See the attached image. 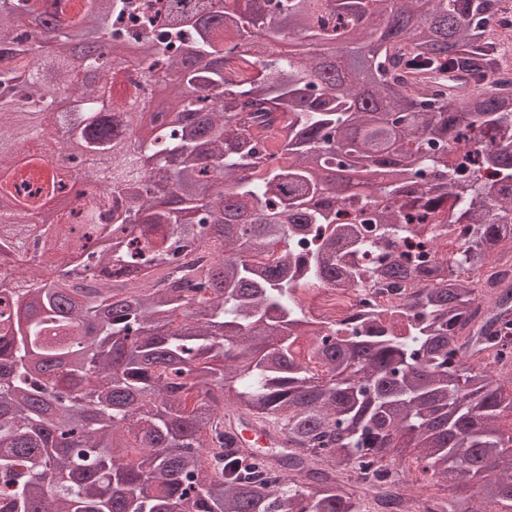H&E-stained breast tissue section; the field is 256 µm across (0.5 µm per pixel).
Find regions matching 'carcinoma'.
I'll return each instance as SVG.
<instances>
[{"label":"carcinoma","mask_w":512,"mask_h":512,"mask_svg":"<svg viewBox=\"0 0 512 512\" xmlns=\"http://www.w3.org/2000/svg\"><path fill=\"white\" fill-rule=\"evenodd\" d=\"M495 2L0 0V176L60 99L59 152L89 185L112 161L89 210L32 224L25 179L0 210V250L45 245L0 285V512H411L410 448L442 512H512V390L486 363L512 368V277L481 300L463 276L512 254ZM455 70L461 103L408 78ZM457 224L448 264L406 251ZM366 282L400 303L347 335L296 296ZM237 413L287 446L229 448Z\"/></svg>","instance_id":"1"}]
</instances>
